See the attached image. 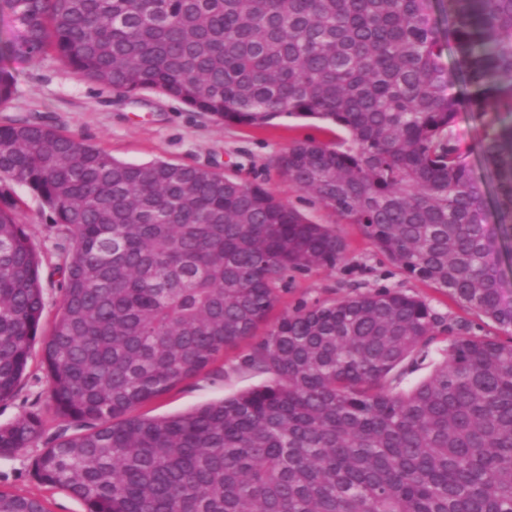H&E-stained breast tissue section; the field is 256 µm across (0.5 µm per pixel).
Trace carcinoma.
I'll return each mask as SVG.
<instances>
[{
	"label": "carcinoma",
	"instance_id": "cac0c4a2",
	"mask_svg": "<svg viewBox=\"0 0 512 512\" xmlns=\"http://www.w3.org/2000/svg\"><path fill=\"white\" fill-rule=\"evenodd\" d=\"M0 0L9 56L53 52L79 79L152 88L226 123L282 116L344 129L280 158L288 179L362 226L400 270L496 324L455 333L424 300L379 288L282 316L245 356L266 383L188 412L134 414L256 335L288 272L345 246L260 184L120 161L34 123L0 126V185L27 186L70 235L44 362L74 424L33 461L86 512H512V124L479 144L496 219L460 152L459 113L512 116V0ZM453 64L446 63L450 52ZM15 92L0 67V103ZM41 260L0 190V401L43 311ZM448 343L431 376L388 386ZM43 435L0 427V457ZM0 512H47L0 491Z\"/></svg>",
	"mask_w": 512,
	"mask_h": 512
}]
</instances>
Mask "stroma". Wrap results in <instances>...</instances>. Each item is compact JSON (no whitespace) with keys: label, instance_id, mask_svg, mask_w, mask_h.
Wrapping results in <instances>:
<instances>
[{"label":"stroma","instance_id":"obj_1","mask_svg":"<svg viewBox=\"0 0 512 512\" xmlns=\"http://www.w3.org/2000/svg\"><path fill=\"white\" fill-rule=\"evenodd\" d=\"M9 69L15 93L0 104V125L39 122L104 149L114 158L133 164L165 160L223 172L225 175L266 187L276 198L316 224L336 230L346 244L343 261L333 269L319 268L289 274L281 285L268 320L301 305L339 301L373 289L396 288L425 300L449 326L467 325L471 333L502 338L490 320L467 309L432 284L407 276L381 254L363 228L349 224L331 210L314 203L297 189L276 163L296 141L312 139L332 146L345 133L339 127L317 120L283 117L273 125L252 127L227 125L204 112H196L179 100L153 89L127 96L112 88L79 80L54 56L29 63H13ZM494 107L481 111L463 108L456 125L458 145L466 154L488 195H495L494 174L478 153L485 131L505 123ZM17 201L15 218L25 226L41 257L40 282L44 310L38 338L46 340L58 317L62 279L57 268L64 260L57 249L58 228L40 198L23 185L8 186ZM250 342L225 349L212 366L176 388L141 406V413L169 416L186 412L207 402L233 395L265 383L267 374L245 368L243 357ZM36 413L44 422V439L70 434L58 418L50 398L42 349L34 347L25 375L14 395L0 402V426ZM40 446L0 457V490L43 501L47 512H85L83 502L60 487L39 483L33 461Z\"/></svg>","mask_w":512,"mask_h":512}]
</instances>
